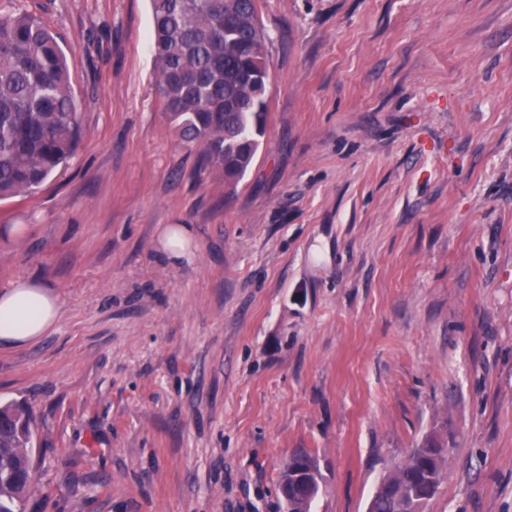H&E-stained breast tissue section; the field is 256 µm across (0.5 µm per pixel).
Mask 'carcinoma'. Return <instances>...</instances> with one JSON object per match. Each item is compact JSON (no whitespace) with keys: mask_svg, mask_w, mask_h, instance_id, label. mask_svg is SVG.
<instances>
[{"mask_svg":"<svg viewBox=\"0 0 512 512\" xmlns=\"http://www.w3.org/2000/svg\"><path fill=\"white\" fill-rule=\"evenodd\" d=\"M157 88L181 144L199 169L237 182L264 136V66L270 37L257 0H151ZM83 136L66 56L27 13L0 16V200L37 190L78 152ZM28 413L0 407V512H24L36 480ZM397 489L409 500L437 491L407 458Z\"/></svg>","mask_w":512,"mask_h":512,"instance_id":"cac0c4a2","label":"carcinoma"}]
</instances>
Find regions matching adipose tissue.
<instances>
[{
  "instance_id": "obj_1",
  "label": "adipose tissue",
  "mask_w": 512,
  "mask_h": 512,
  "mask_svg": "<svg viewBox=\"0 0 512 512\" xmlns=\"http://www.w3.org/2000/svg\"><path fill=\"white\" fill-rule=\"evenodd\" d=\"M60 305L42 285L20 279L0 290V342L37 341L56 323Z\"/></svg>"
}]
</instances>
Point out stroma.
<instances>
[{"label":"stroma","mask_w":512,"mask_h":512,"mask_svg":"<svg viewBox=\"0 0 512 512\" xmlns=\"http://www.w3.org/2000/svg\"><path fill=\"white\" fill-rule=\"evenodd\" d=\"M18 9L58 36L84 128L0 201V289L61 305L0 345L25 512H285L301 452L310 512H365L437 425L427 512H512V0H258L268 122L234 185L167 117L149 0ZM189 228L184 224L168 225L161 234L162 247L171 259L186 256V243ZM432 451L434 454L430 456ZM447 453H449L448 441L441 439L436 432L427 436L424 442L417 448H414L410 453L415 460L426 457H431L435 460L436 470L434 472L433 481L437 489L445 476V466L441 464V457L445 456Z\"/></svg>","instance_id":"stroma-1"}]
</instances>
